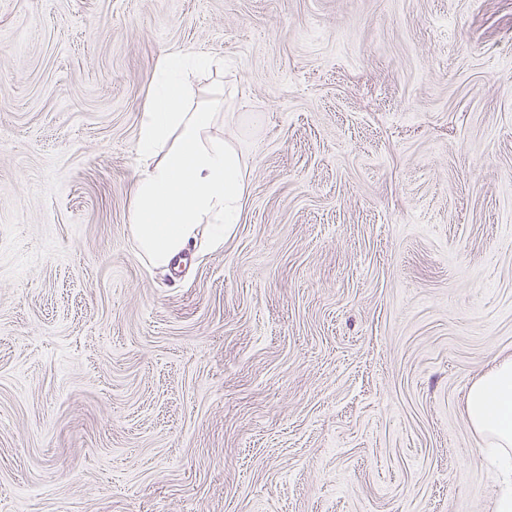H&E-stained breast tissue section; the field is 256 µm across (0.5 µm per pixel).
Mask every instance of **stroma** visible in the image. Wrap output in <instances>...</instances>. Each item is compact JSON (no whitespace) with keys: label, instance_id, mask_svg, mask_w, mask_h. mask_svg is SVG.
Instances as JSON below:
<instances>
[{"label":"stroma","instance_id":"obj_1","mask_svg":"<svg viewBox=\"0 0 512 512\" xmlns=\"http://www.w3.org/2000/svg\"><path fill=\"white\" fill-rule=\"evenodd\" d=\"M249 158L216 250L127 225L165 54ZM512 0H0V512H494ZM465 409L481 438V451L492 458L500 493L494 512L512 511V357H504L470 385Z\"/></svg>","mask_w":512,"mask_h":512}]
</instances>
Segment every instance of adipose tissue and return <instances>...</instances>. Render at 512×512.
<instances>
[{"label": "adipose tissue", "instance_id": "1", "mask_svg": "<svg viewBox=\"0 0 512 512\" xmlns=\"http://www.w3.org/2000/svg\"><path fill=\"white\" fill-rule=\"evenodd\" d=\"M210 64L198 54L161 57L142 114L128 229L139 254L156 269H168L192 242L223 246L248 196L242 148L210 135L214 113L191 102V75ZM465 409L496 469L494 512H512L511 356L472 382Z\"/></svg>", "mask_w": 512, "mask_h": 512}]
</instances>
